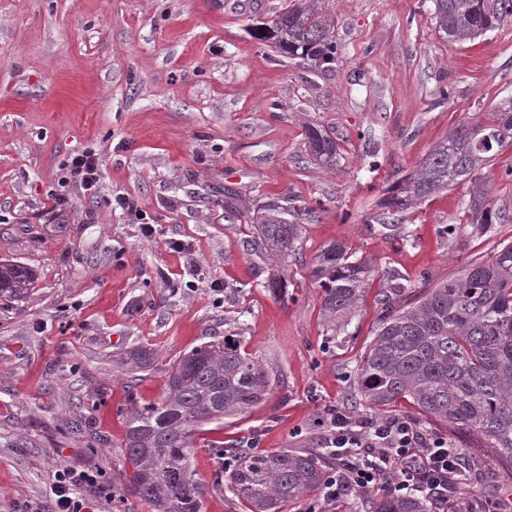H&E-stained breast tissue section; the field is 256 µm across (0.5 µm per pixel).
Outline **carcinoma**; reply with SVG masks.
I'll use <instances>...</instances> for the list:
<instances>
[{
	"mask_svg": "<svg viewBox=\"0 0 512 512\" xmlns=\"http://www.w3.org/2000/svg\"><path fill=\"white\" fill-rule=\"evenodd\" d=\"M319 0H297L280 12L257 39L288 57H302L324 68L336 61L332 20ZM437 32L446 41L475 39L492 30L500 15L512 13V0H433ZM313 156L327 165L336 159V140L308 128ZM512 140V102L491 113L489 124L460 123L423 159L385 204L394 216L457 182L474 179L492 152ZM471 223H492L483 192L471 201ZM257 225L254 250L287 259L299 253L313 209L277 201L257 213L232 211ZM369 265L331 243L310 270L324 288L323 314L336 321L357 307ZM33 271L0 262V297H25ZM136 368L151 367L153 351L131 354ZM272 376L232 336H214L180 356L166 376L158 402L136 404L125 422L124 451L132 473L129 491L154 512H203V492L189 463L195 435L209 423L244 415L268 395ZM360 404L386 408L401 398L447 427L480 436L500 465L512 468V244L475 261L435 288H423L409 302L382 300V317L357 371ZM237 465L224 474L229 492L249 512H281L284 504L323 486L334 453H265L229 449ZM431 497L383 494L372 512H430Z\"/></svg>",
	"mask_w": 512,
	"mask_h": 512,
	"instance_id": "carcinoma-1",
	"label": "carcinoma"
}]
</instances>
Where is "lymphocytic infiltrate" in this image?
<instances>
[{"instance_id":"obj_1","label":"lymphocytic infiltrate","mask_w":512,"mask_h":512,"mask_svg":"<svg viewBox=\"0 0 512 512\" xmlns=\"http://www.w3.org/2000/svg\"><path fill=\"white\" fill-rule=\"evenodd\" d=\"M99 167L96 148L87 146L73 153L57 189L50 195L52 209L69 204L71 185L96 192ZM331 425L328 446L349 451L350 457L343 469L328 473L324 500H334L346 492L364 494L383 483L395 492L417 487L436 497H447L448 480L458 456L447 437L423 434L412 420L403 416L357 428L350 417L337 411L331 416ZM80 485L97 488L104 495L109 492L100 472L61 470L53 490L51 512H86L85 501L76 493Z\"/></svg>"}]
</instances>
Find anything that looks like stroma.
<instances>
[{
  "mask_svg": "<svg viewBox=\"0 0 512 512\" xmlns=\"http://www.w3.org/2000/svg\"><path fill=\"white\" fill-rule=\"evenodd\" d=\"M293 2L0 0V261L35 272L24 299H0V512H46L63 467L110 479L112 498L83 489L87 512H149L126 490L125 418L132 401L161 400L170 366L208 336L238 337L274 384L249 413L197 436L190 468L204 512H247L214 444L322 452L326 406L437 433L408 401L360 405L357 366L391 275L435 285L512 243V144L476 182L399 213L397 231L376 216L455 126L487 123L512 101V14L448 43L432 0H325L336 62L324 71L254 36ZM311 126L335 139L334 166L312 156ZM88 145L101 157L98 192L71 188L69 206L47 216L48 191ZM478 188L495 213L486 230L470 222ZM228 191L241 208L315 209L297 259L255 255L253 224L224 210ZM120 193L138 199L142 223L113 206ZM335 242L371 273L356 311L332 323L310 269ZM280 275L282 297L263 286ZM138 347L155 352L149 370L130 360ZM76 421L84 432H69ZM447 436L477 497L512 499V470L480 437ZM374 498L311 492L282 512H368Z\"/></svg>",
  "mask_w": 512,
  "mask_h": 512,
  "instance_id": "35a3bbf8",
  "label": "stroma"
}]
</instances>
